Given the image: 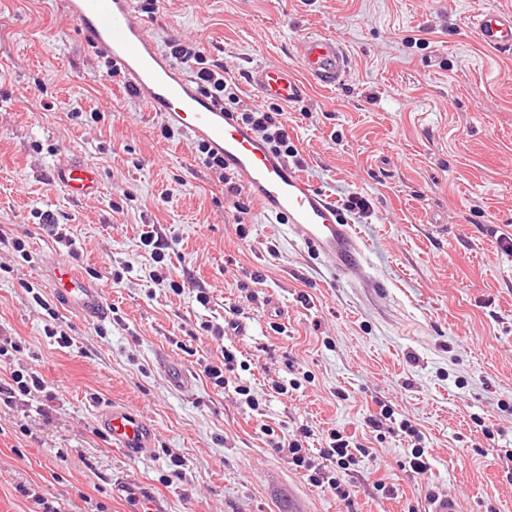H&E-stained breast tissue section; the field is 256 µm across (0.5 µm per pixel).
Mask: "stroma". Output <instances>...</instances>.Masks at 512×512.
I'll list each match as a JSON object with an SVG mask.
<instances>
[{"instance_id": "obj_1", "label": "stroma", "mask_w": 512, "mask_h": 512, "mask_svg": "<svg viewBox=\"0 0 512 512\" xmlns=\"http://www.w3.org/2000/svg\"><path fill=\"white\" fill-rule=\"evenodd\" d=\"M512 0H159L157 43L202 41L241 106L257 66H296L305 37L344 43L353 67L284 112L306 175L365 243L358 280L235 198L187 134L112 82L63 0H0V386L37 372L55 394L0 401V512H422L435 493L464 512H512V56L473 20ZM99 174L76 199L52 179L63 159ZM249 204L245 234L235 202ZM64 224L74 267L112 313L91 320L46 281L67 257L39 214ZM167 245L181 292L151 278L147 238ZM121 271L122 281L112 279ZM42 303H35L34 295ZM206 295L208 304L197 301ZM244 323L214 337L211 327ZM55 329L71 338L60 347ZM237 353L229 384L203 369ZM166 355L192 374L172 386ZM260 399L252 410L235 391ZM141 414L155 434L133 458L97 425L100 407ZM388 405L393 419L372 428ZM420 430L422 442L399 421ZM339 430L371 448L351 498L309 483L274 442ZM421 444L428 470L408 457ZM393 488L382 495L381 486Z\"/></svg>"}]
</instances>
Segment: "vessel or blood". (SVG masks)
Instances as JSON below:
<instances>
[{
    "mask_svg": "<svg viewBox=\"0 0 512 512\" xmlns=\"http://www.w3.org/2000/svg\"><path fill=\"white\" fill-rule=\"evenodd\" d=\"M66 7L80 38L126 74L150 111L162 113L169 123L206 143L223 157L225 172L245 185L268 217L299 230L309 248L334 260L345 280L354 278L365 249L333 197L314 185L298 165L258 139L235 113L200 93L195 77L158 49L135 0H66ZM475 25L486 47L512 51V7L488 9ZM351 66L345 45L315 35L306 38L298 68L259 67L250 72L249 80L263 99L290 107L311 88L339 85ZM54 179L75 196H93L100 190L96 171L76 160L58 163ZM49 285L65 306L86 318L107 317L101 289L67 262L53 263ZM97 422L113 447L129 455H140L152 444L151 426L129 408L101 409Z\"/></svg>",
    "mask_w": 512,
    "mask_h": 512,
    "instance_id": "1",
    "label": "vessel or blood"
}]
</instances>
